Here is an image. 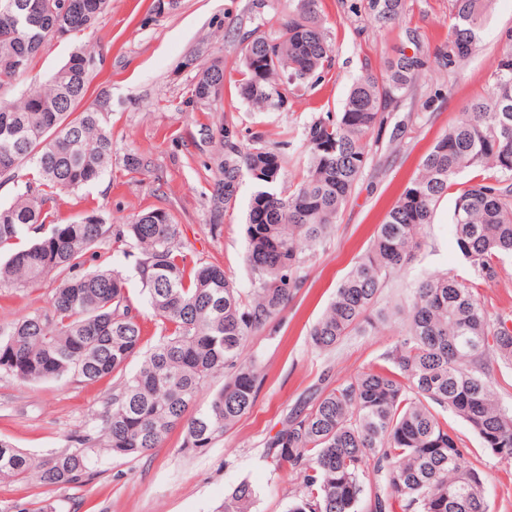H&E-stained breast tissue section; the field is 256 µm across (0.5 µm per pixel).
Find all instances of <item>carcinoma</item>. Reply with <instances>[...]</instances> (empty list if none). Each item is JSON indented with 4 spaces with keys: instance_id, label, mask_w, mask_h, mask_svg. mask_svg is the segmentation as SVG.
Here are the masks:
<instances>
[{
    "instance_id": "carcinoma-1",
    "label": "carcinoma",
    "mask_w": 512,
    "mask_h": 512,
    "mask_svg": "<svg viewBox=\"0 0 512 512\" xmlns=\"http://www.w3.org/2000/svg\"><path fill=\"white\" fill-rule=\"evenodd\" d=\"M110 0H0V88L28 73L49 37L95 27ZM489 0H450L448 44L436 55L450 68L479 50ZM255 26L238 37L239 98L261 112H280L288 98L314 87L333 64L335 46L319 0H279L277 26L256 0ZM350 8L379 27L399 21L406 0H361ZM90 52L73 51L43 83L18 101L0 98V179L31 163L35 184L0 205V289L59 281L46 307L0 328V373L22 384L76 379L117 381L97 424L71 436L67 448L38 458L0 436V479L36 475L43 487L79 486L94 455L138 457L173 430L180 450L202 453L250 413L258 369L243 356L302 287L300 269L337 223L369 162L370 135L426 66L417 51L398 52L380 74L365 69L339 112H321L304 126L298 180L284 186L288 149L260 132L249 143L237 126L216 127L222 149L210 197L220 216L243 179L254 187L243 262L245 291L218 264L188 260L180 225L163 208L114 227L91 212L70 224L49 223L48 204L100 180L112 167L110 97L84 102L94 70ZM224 65L202 66L192 88L216 102ZM454 197L453 231L470 275L424 277L402 307L400 340L389 366L361 371L298 406L264 442L265 457L298 485L288 512H489L481 467L445 413L465 422L481 447L512 462V410L497 396L494 366L512 367V327L492 315L479 288L512 260V29L505 32L485 94L468 104L422 158L387 212L366 253L341 281L309 333L327 351L371 322L381 290L422 247L421 230L438 203ZM111 240L136 256L142 291L162 324L144 334L140 312L114 262L89 267ZM140 359L137 370L125 374ZM224 383L207 408L201 392ZM256 497L239 484L222 512H249ZM13 512H57L47 500Z\"/></svg>"
}]
</instances>
